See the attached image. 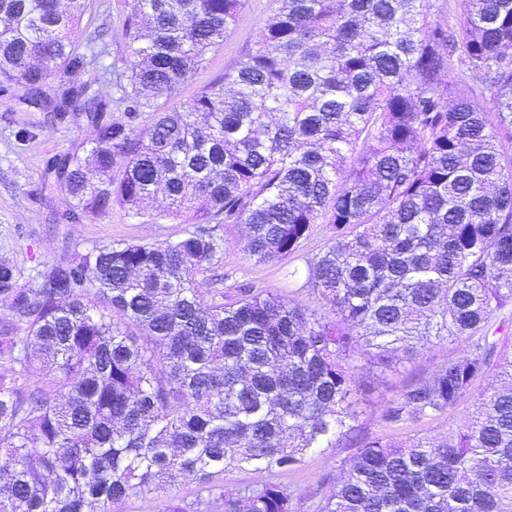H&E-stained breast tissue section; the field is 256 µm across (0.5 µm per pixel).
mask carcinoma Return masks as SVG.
I'll list each match as a JSON object with an SVG mask.
<instances>
[{
  "label": "carcinoma",
  "mask_w": 512,
  "mask_h": 512,
  "mask_svg": "<svg viewBox=\"0 0 512 512\" xmlns=\"http://www.w3.org/2000/svg\"><path fill=\"white\" fill-rule=\"evenodd\" d=\"M245 0H136L116 83L128 112L69 74L86 0H0V90L94 126L56 160L67 218L116 206L176 240L114 242L20 283L0 262V512H111L175 487L165 512H298L307 495L224 473L293 469L355 431L354 366L411 361L464 338L389 402V427L447 413L493 372L465 429L361 442L314 512H512V0H280L254 47L180 110L148 113L224 43ZM484 76L492 107L462 69ZM167 209L153 212L157 194ZM247 227L257 263L297 251L325 312L226 288L217 228ZM210 275V288L197 276ZM151 337L147 352L127 332Z\"/></svg>",
  "instance_id": "carcinoma-1"
}]
</instances>
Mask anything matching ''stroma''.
Here are the masks:
<instances>
[{
    "label": "stroma",
    "mask_w": 512,
    "mask_h": 512,
    "mask_svg": "<svg viewBox=\"0 0 512 512\" xmlns=\"http://www.w3.org/2000/svg\"><path fill=\"white\" fill-rule=\"evenodd\" d=\"M133 0H90L76 34L78 40H92L96 51L87 67L75 73L77 81H92L94 89L115 97L114 85L121 79L119 61L125 54L123 22ZM276 7L275 0H246L236 24L226 34L221 48L208 56L207 64L180 84L170 95L158 98L160 109L185 106L193 96L224 71L234 67L240 55L253 45L263 20ZM93 129L83 120L53 119L51 113L20 104L12 92H0V261L14 265L21 279H28L34 267L74 257L93 246L116 241L172 240L183 227L165 218L144 224L121 209L98 219L67 221V200L56 188V178L48 166L58 154L72 152L91 138ZM225 287L250 282L255 288L293 299L314 310L323 302L313 288L308 264L322 253L327 242L324 225L310 228L301 248L280 262L257 263L245 251V228L223 229ZM296 278H288L290 269ZM469 343L459 339L423 349L411 362L386 371L366 372L363 353L352 356L358 367L354 375L356 430L337 439L335 447L309 454L299 468L269 472L247 468L225 476L227 484L243 487L265 482L297 486L316 491L324 475H338L363 440L384 437L402 440L413 435L441 437L463 430L480 405L481 396L495 383L494 374L474 381L469 396L443 416L390 428L381 420L384 405L398 398L416 380L425 378L451 356L466 354Z\"/></svg>",
    "instance_id": "35a3bbf8"
}]
</instances>
